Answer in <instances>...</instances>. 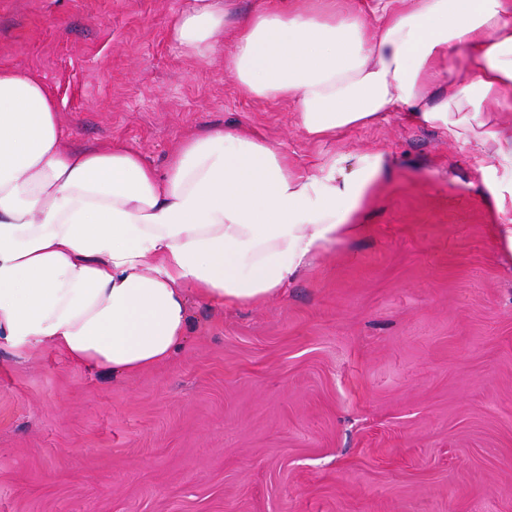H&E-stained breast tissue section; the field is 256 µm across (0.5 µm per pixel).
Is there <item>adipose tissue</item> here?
<instances>
[{
  "mask_svg": "<svg viewBox=\"0 0 512 512\" xmlns=\"http://www.w3.org/2000/svg\"><path fill=\"white\" fill-rule=\"evenodd\" d=\"M230 10L191 0L171 37L223 56L245 97L289 104L309 139L401 112L491 148L492 236L512 254V0H254L228 35ZM386 165L378 151L305 173L228 126L182 139L160 174L118 141L68 147L49 88L0 67V342L116 375L166 362L190 294L227 306L278 295L354 233Z\"/></svg>",
  "mask_w": 512,
  "mask_h": 512,
  "instance_id": "ef3b65f1",
  "label": "adipose tissue"
}]
</instances>
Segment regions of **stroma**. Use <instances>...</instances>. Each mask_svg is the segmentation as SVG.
Returning <instances> with one entry per match:
<instances>
[{"instance_id":"obj_1","label":"stroma","mask_w":512,"mask_h":512,"mask_svg":"<svg viewBox=\"0 0 512 512\" xmlns=\"http://www.w3.org/2000/svg\"><path fill=\"white\" fill-rule=\"evenodd\" d=\"M187 0H0V66L54 94L73 147L164 171L239 126L303 170L386 152L360 231L257 306L189 299L183 348L112 376L0 344V512H512V261L491 150L390 112L333 141L245 98L170 27Z\"/></svg>"}]
</instances>
